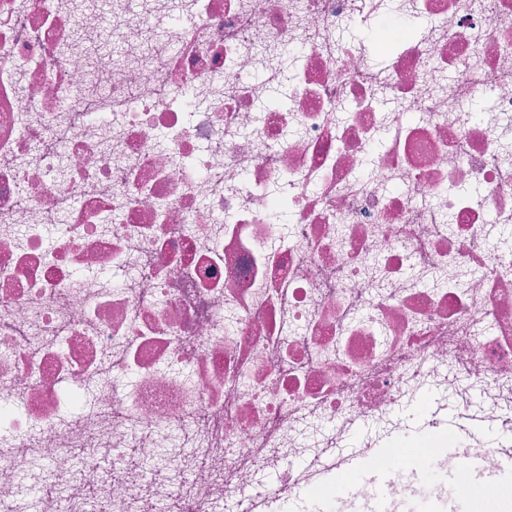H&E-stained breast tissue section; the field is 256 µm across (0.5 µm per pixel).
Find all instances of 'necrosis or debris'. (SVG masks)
Listing matches in <instances>:
<instances>
[{
  "instance_id": "1",
  "label": "necrosis or debris",
  "mask_w": 512,
  "mask_h": 512,
  "mask_svg": "<svg viewBox=\"0 0 512 512\" xmlns=\"http://www.w3.org/2000/svg\"><path fill=\"white\" fill-rule=\"evenodd\" d=\"M511 230L512 0H0V512L511 483Z\"/></svg>"
}]
</instances>
